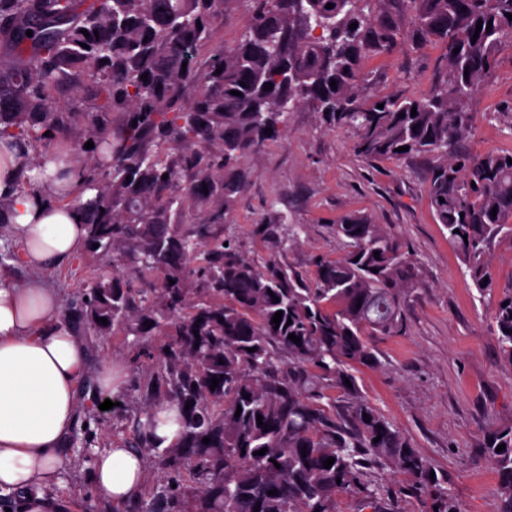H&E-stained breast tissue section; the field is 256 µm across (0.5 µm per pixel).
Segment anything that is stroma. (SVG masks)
<instances>
[{"label":"stroma","instance_id":"35a3bbf8","mask_svg":"<svg viewBox=\"0 0 512 512\" xmlns=\"http://www.w3.org/2000/svg\"><path fill=\"white\" fill-rule=\"evenodd\" d=\"M440 46L402 43L362 60V95L404 98L417 95L439 78ZM473 128L463 142L473 155L512 151V51L502 53L492 76L480 90ZM356 129L326 125L312 107L288 114L277 141L246 160L252 171L234 209L224 219V233L247 256L269 253L254 225L276 215L304 225L291 263L313 273L312 260L340 258L343 249L331 224L351 212L387 225L409 246L417 261V286L408 298L409 330L403 336H378L374 345L382 362L363 369L358 384L364 397L392 421L416 451L436 468L441 489L463 512H497L498 475L482 444L488 429L512 423V365L499 360L492 334L494 299L474 287L456 248L438 224L426 194L425 164L417 157L368 162L354 152ZM99 256L82 252L55 271L50 282L63 301L77 297ZM92 364L122 358L132 378L146 363L139 347L154 348L156 337L140 340L122 333L85 332ZM144 398L127 388L119 404L100 410L85 401L79 412L80 444L63 448L79 471L63 467L58 498L71 512H135L136 501L114 505L103 499L91 480L97 454L130 438L128 420ZM374 480L388 490L393 512H423L426 503L408 476L385 468Z\"/></svg>","mask_w":512,"mask_h":512}]
</instances>
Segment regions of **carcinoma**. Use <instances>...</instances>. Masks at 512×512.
Listing matches in <instances>:
<instances>
[{
    "label": "carcinoma",
    "mask_w": 512,
    "mask_h": 512,
    "mask_svg": "<svg viewBox=\"0 0 512 512\" xmlns=\"http://www.w3.org/2000/svg\"><path fill=\"white\" fill-rule=\"evenodd\" d=\"M232 2L0 0V36L11 47L0 57V138L36 153L66 144L61 159L82 166L83 189L94 191L72 200L87 218V248L112 258L85 284L74 322L99 336L159 339L139 383L145 402L130 421L133 447H159L153 409L179 407L166 484L137 512H165L183 470L200 478L201 512H336L343 494L359 496L363 510L392 512L372 478L378 465L410 477L430 512H460L430 478L431 462L357 383L360 368L381 365L373 337L407 332L417 281L406 244L350 213L333 225L343 256L315 258L310 277L288 262L304 225L281 217L255 228L274 249L257 260L224 244V215L245 188L244 160L278 137L286 114L309 105L327 125L358 130L361 158L429 162L435 216L479 294L492 293V247L512 240V152L472 156L460 143L478 92L512 47V0H406L404 32L392 0H250L240 39L211 47ZM400 38L443 46L440 80L418 96L365 101L361 60ZM90 71L101 77L97 108H59L53 92L77 90ZM164 149L178 158L162 157ZM200 208L207 223H183ZM492 334L512 365V284L498 296ZM330 389L344 404H324ZM484 448L499 476L500 512H512V424L488 431Z\"/></svg>",
    "instance_id": "obj_1"
}]
</instances>
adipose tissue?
<instances>
[{
    "mask_svg": "<svg viewBox=\"0 0 512 512\" xmlns=\"http://www.w3.org/2000/svg\"><path fill=\"white\" fill-rule=\"evenodd\" d=\"M12 150L9 163L0 162V198L9 203L0 219L31 276L19 283L0 270V495H18L22 512H60L53 489L89 354L62 319L61 296L44 275L85 248L86 224L69 203L84 171L74 165L62 175L46 159L40 187L24 189L20 174L30 153ZM145 475L140 451L108 448L97 456L92 480L102 497L120 504L140 492Z\"/></svg>",
    "mask_w": 512,
    "mask_h": 512,
    "instance_id": "1",
    "label": "adipose tissue"
}]
</instances>
